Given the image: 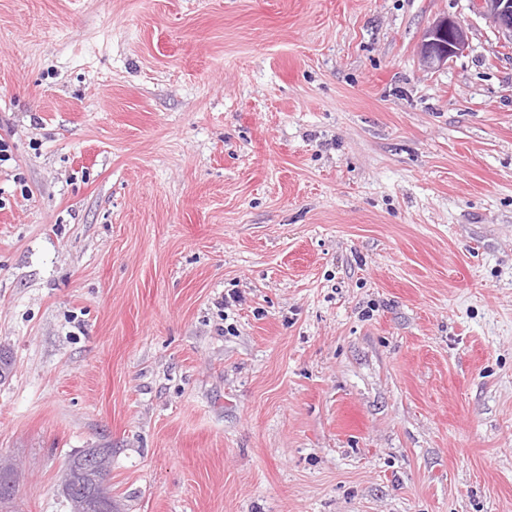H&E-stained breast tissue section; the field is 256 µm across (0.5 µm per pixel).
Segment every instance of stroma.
Wrapping results in <instances>:
<instances>
[{"label":"stroma","instance_id":"obj_1","mask_svg":"<svg viewBox=\"0 0 512 512\" xmlns=\"http://www.w3.org/2000/svg\"><path fill=\"white\" fill-rule=\"evenodd\" d=\"M1 138L0 512H70L86 448L114 512H512V41L470 0H0ZM469 47V33L465 24L453 16L435 19L425 30L417 46V55L428 69H439L448 60L464 53Z\"/></svg>","mask_w":512,"mask_h":512}]
</instances>
